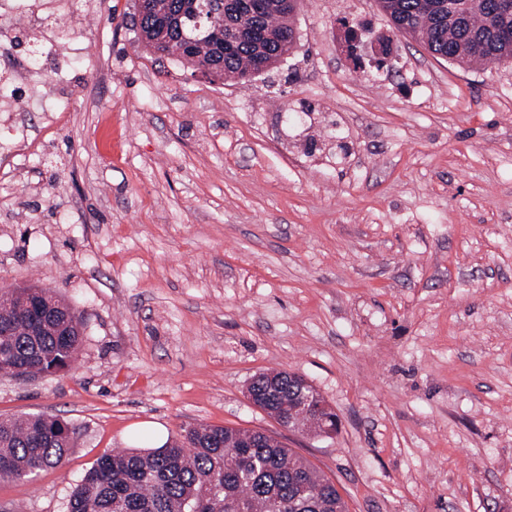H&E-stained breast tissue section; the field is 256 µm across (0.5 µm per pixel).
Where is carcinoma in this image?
I'll return each instance as SVG.
<instances>
[{
	"label": "carcinoma",
	"instance_id": "cac0c4a2",
	"mask_svg": "<svg viewBox=\"0 0 512 512\" xmlns=\"http://www.w3.org/2000/svg\"><path fill=\"white\" fill-rule=\"evenodd\" d=\"M271 0L253 12L250 0H173L184 11L186 36L196 43L189 63L211 80L250 81L282 60L295 7ZM497 0H379L395 33L459 64L512 62V14ZM151 55L184 61L180 42H163L151 17L138 27ZM39 309L0 308V374L32 379L70 367L81 341V319L45 288ZM259 392L273 419H291L313 435L337 431V416L303 377L262 373ZM72 430L56 417L0 419V481L29 479L63 465ZM68 512H348L336 485L304 458L260 432L199 425L148 451L122 450L97 459L75 487Z\"/></svg>",
	"mask_w": 512,
	"mask_h": 512
}]
</instances>
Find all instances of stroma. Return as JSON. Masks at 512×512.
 <instances>
[{"label":"stroma","instance_id":"35a3bbf8","mask_svg":"<svg viewBox=\"0 0 512 512\" xmlns=\"http://www.w3.org/2000/svg\"><path fill=\"white\" fill-rule=\"evenodd\" d=\"M134 13L102 0L64 119L28 114L49 160H0V289L83 320L67 371L0 375V417L74 430L0 512H68L104 453L201 424L272 435L348 512H512V63L435 56L377 0H300L288 59L222 83L147 53ZM349 24L393 57L351 59ZM272 369L338 433L254 407Z\"/></svg>","mask_w":512,"mask_h":512}]
</instances>
